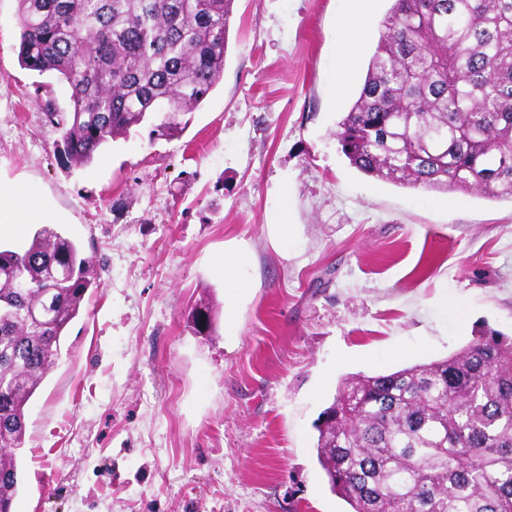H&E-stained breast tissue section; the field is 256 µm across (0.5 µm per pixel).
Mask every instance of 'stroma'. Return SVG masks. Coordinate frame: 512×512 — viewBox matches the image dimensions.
Here are the masks:
<instances>
[{"mask_svg":"<svg viewBox=\"0 0 512 512\" xmlns=\"http://www.w3.org/2000/svg\"><path fill=\"white\" fill-rule=\"evenodd\" d=\"M390 6L338 97L346 0H235L224 78L182 132L144 123L79 167L36 88L66 94L20 66L0 0V176L66 211L103 279L27 405L14 512H348L314 427L342 381L512 336V201L365 175L336 139ZM224 252L250 285L232 323Z\"/></svg>","mask_w":512,"mask_h":512,"instance_id":"stroma-1","label":"stroma"}]
</instances>
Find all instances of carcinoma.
I'll return each mask as SVG.
<instances>
[{
	"label": "carcinoma",
	"instance_id": "cac0c4a2",
	"mask_svg": "<svg viewBox=\"0 0 512 512\" xmlns=\"http://www.w3.org/2000/svg\"><path fill=\"white\" fill-rule=\"evenodd\" d=\"M233 0H18V60L52 73L61 158L85 165L155 115L182 131L224 76ZM360 172L402 187L512 200V0H392L363 85L337 123ZM76 243L44 227L0 249V512L19 493L26 406L89 289ZM317 459L351 512H512V339L346 380Z\"/></svg>",
	"mask_w": 512,
	"mask_h": 512
}]
</instances>
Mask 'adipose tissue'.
Masks as SVG:
<instances>
[{"label":"adipose tissue","instance_id":"obj_1","mask_svg":"<svg viewBox=\"0 0 512 512\" xmlns=\"http://www.w3.org/2000/svg\"><path fill=\"white\" fill-rule=\"evenodd\" d=\"M371 0H348L347 21L340 38L339 76L355 69ZM64 214L33 192L26 180L0 177V238H21L31 224H57Z\"/></svg>","mask_w":512,"mask_h":512}]
</instances>
